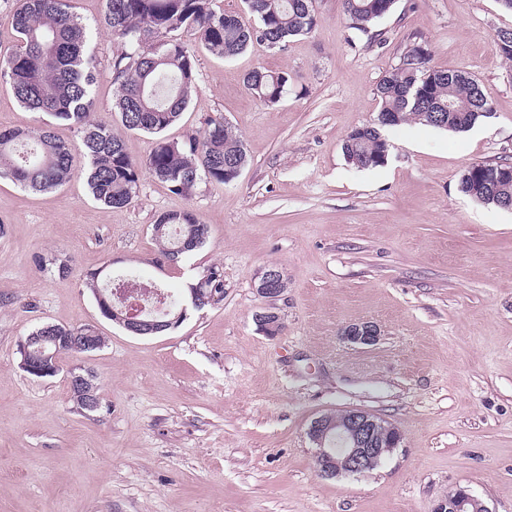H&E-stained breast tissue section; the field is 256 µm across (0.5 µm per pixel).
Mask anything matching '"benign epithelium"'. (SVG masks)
Instances as JSON below:
<instances>
[{"mask_svg": "<svg viewBox=\"0 0 512 512\" xmlns=\"http://www.w3.org/2000/svg\"><path fill=\"white\" fill-rule=\"evenodd\" d=\"M285 282L283 271L275 265L269 266L260 277L257 292L267 299L277 298ZM109 309L127 331L142 336L169 329L185 315L182 310L170 320H145L130 309H118L112 304ZM258 322L270 336L278 334L282 329L280 316L274 311L259 314ZM345 336L353 343L368 345L376 341L378 331L374 325L366 322L350 326ZM39 340L55 345L77 340L91 343V337L83 335L81 329L71 330L67 336H41ZM56 360L55 353L43 352L36 356L26 348L21 367L29 375L43 378L57 373ZM69 385L81 397L85 409L94 411L99 408V397L93 390L90 372L71 373ZM309 437L317 447L315 471L325 478L364 475L392 455L402 440L396 427L359 409L339 413L334 420L328 415L315 419L310 426ZM470 508L474 512H490L482 500L463 488L440 500L433 512H468Z\"/></svg>", "mask_w": 512, "mask_h": 512, "instance_id": "benign-epithelium-1", "label": "benign epithelium"}]
</instances>
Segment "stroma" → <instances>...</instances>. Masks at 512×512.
<instances>
[{
  "instance_id": "obj_1",
  "label": "stroma",
  "mask_w": 512,
  "mask_h": 512,
  "mask_svg": "<svg viewBox=\"0 0 512 512\" xmlns=\"http://www.w3.org/2000/svg\"><path fill=\"white\" fill-rule=\"evenodd\" d=\"M91 25L95 119L112 112L117 41L95 23L104 0H69ZM317 25L274 49L231 59L189 41L196 90L164 133L184 142L221 119L248 162L229 184L192 197L142 173L134 202H96L84 176L35 193L0 179V512H432L467 488L512 512V210L460 190L476 162H512V61L493 40L512 29L498 0H396L369 32L350 29L343 0H314ZM480 84L491 117L464 132L384 128V165L349 164L343 143L375 122V87L405 51ZM288 75L265 104L246 74ZM193 210L208 225L193 254L166 261L157 218ZM67 264V277L58 267ZM224 298L187 308L177 326L141 337L103 317L88 271H138L173 291L203 268ZM278 266L275 302L256 286ZM274 305L282 330L256 316ZM374 324V344L345 337ZM95 327L105 347L64 355L60 372H24L17 344L35 327ZM88 368L98 411H80L67 372ZM359 408L402 434L362 476L314 469L311 422Z\"/></svg>"
}]
</instances>
